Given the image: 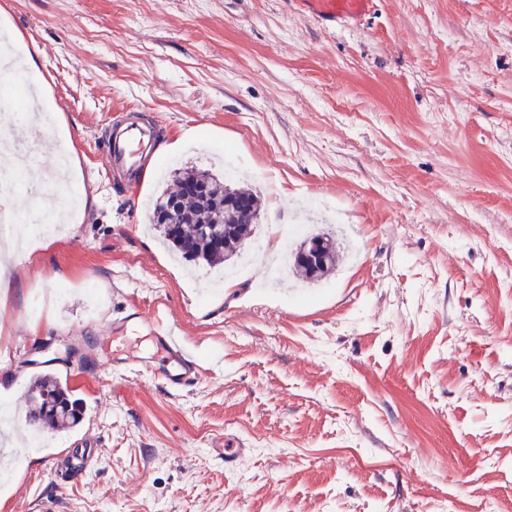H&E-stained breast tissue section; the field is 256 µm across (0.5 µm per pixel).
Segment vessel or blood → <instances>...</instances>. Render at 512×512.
Wrapping results in <instances>:
<instances>
[{"label": "vessel or blood", "mask_w": 512, "mask_h": 512, "mask_svg": "<svg viewBox=\"0 0 512 512\" xmlns=\"http://www.w3.org/2000/svg\"><path fill=\"white\" fill-rule=\"evenodd\" d=\"M305 12L327 27L348 25L364 17L372 0H295ZM157 151L154 128L143 122L130 108L112 115V131L105 145L103 169L114 181L142 186L149 163ZM142 336L149 341L152 352L147 356L127 358L129 366L157 367V375L167 392L177 393L196 385L201 378L198 356L186 348L180 337L179 324H165L140 316L123 315L112 319V336ZM251 448L243 440L228 436L224 439V467L237 469L250 456ZM98 451L87 445H74L49 455L48 462L57 479L89 471L97 461Z\"/></svg>", "instance_id": "1"}]
</instances>
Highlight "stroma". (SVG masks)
Wrapping results in <instances>:
<instances>
[{
	"label": "stroma",
	"instance_id": "obj_1",
	"mask_svg": "<svg viewBox=\"0 0 512 512\" xmlns=\"http://www.w3.org/2000/svg\"><path fill=\"white\" fill-rule=\"evenodd\" d=\"M0 111L32 84L77 162V235L18 260L0 318V399L36 373L86 410L12 455L0 512H512V0H373L327 29L294 0H0ZM158 133L137 196L101 173L111 114ZM242 173L259 224L335 230L343 261L303 285L187 276L147 222L175 170ZM179 318L206 377L168 394L112 368L117 313ZM89 337L88 359L62 361ZM248 440L237 470L225 435ZM87 439L92 471L47 457Z\"/></svg>",
	"mask_w": 512,
	"mask_h": 512
}]
</instances>
